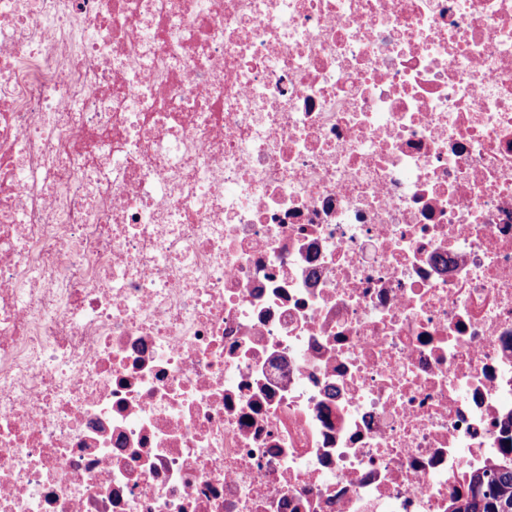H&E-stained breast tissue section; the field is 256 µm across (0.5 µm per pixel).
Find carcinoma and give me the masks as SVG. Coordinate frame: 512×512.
<instances>
[{
    "mask_svg": "<svg viewBox=\"0 0 512 512\" xmlns=\"http://www.w3.org/2000/svg\"><path fill=\"white\" fill-rule=\"evenodd\" d=\"M452 512H512V458L473 475L469 492L455 501Z\"/></svg>",
    "mask_w": 512,
    "mask_h": 512,
    "instance_id": "obj_1",
    "label": "carcinoma"
}]
</instances>
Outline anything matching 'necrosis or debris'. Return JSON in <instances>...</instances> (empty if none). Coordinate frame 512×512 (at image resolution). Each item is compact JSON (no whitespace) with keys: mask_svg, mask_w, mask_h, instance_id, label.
Instances as JSON below:
<instances>
[{"mask_svg":"<svg viewBox=\"0 0 512 512\" xmlns=\"http://www.w3.org/2000/svg\"><path fill=\"white\" fill-rule=\"evenodd\" d=\"M512 442V0H0V512H450Z\"/></svg>","mask_w":512,"mask_h":512,"instance_id":"1","label":"necrosis or debris"}]
</instances>
